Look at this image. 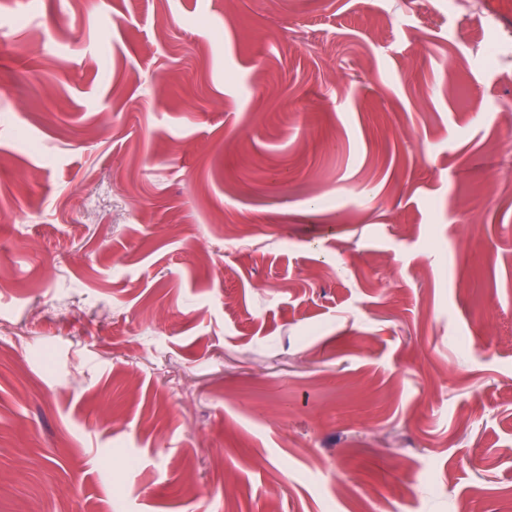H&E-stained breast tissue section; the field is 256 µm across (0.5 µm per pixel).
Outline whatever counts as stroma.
I'll return each instance as SVG.
<instances>
[{
	"label": "stroma",
	"instance_id": "1",
	"mask_svg": "<svg viewBox=\"0 0 512 512\" xmlns=\"http://www.w3.org/2000/svg\"><path fill=\"white\" fill-rule=\"evenodd\" d=\"M511 125L512 0H0V512H496Z\"/></svg>",
	"mask_w": 512,
	"mask_h": 512
}]
</instances>
